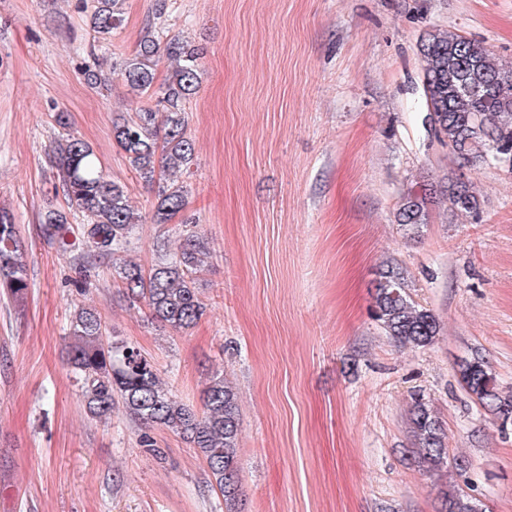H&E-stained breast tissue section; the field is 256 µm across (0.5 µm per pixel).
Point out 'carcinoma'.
<instances>
[{"instance_id":"obj_1","label":"carcinoma","mask_w":512,"mask_h":512,"mask_svg":"<svg viewBox=\"0 0 512 512\" xmlns=\"http://www.w3.org/2000/svg\"><path fill=\"white\" fill-rule=\"evenodd\" d=\"M122 2L95 0L89 23L97 42L123 25ZM154 2L153 21L145 27L135 55L122 61L118 71L130 91L156 105L114 121L112 137L140 179L158 185L156 222L166 224L188 205V191L176 173L189 169L195 159L186 103L199 87L204 48L169 35L162 24L167 0ZM420 55L427 120L434 138L465 163L484 160L492 151L512 158V67L497 62L481 42L449 30L428 34L420 44ZM162 59L168 63V74L161 81ZM53 118L61 132L50 149L52 167L68 210L45 212L42 236L63 252L79 244L82 253L110 261L131 250L140 216L131 209L125 187L103 173L93 148L67 133L68 113L56 112ZM437 197L447 199L455 213L479 215L480 198L473 182L451 175L405 195L397 223L411 236L419 233L428 204ZM73 217L80 219L75 229ZM24 253L15 225L0 214V292L13 300L24 298L29 288ZM206 255L204 242L190 234L177 252L161 258L150 270L129 260L117 268V274L130 298L144 301L155 319L176 331L186 330L206 312L197 287ZM373 307L376 320L401 347L425 348L439 335L436 315L414 300L406 273L398 265L378 272ZM69 336V364L90 416L109 419L119 399L135 420L182 437L206 463L224 496L226 512H239L238 397L224 377L214 376L208 382L197 411L163 387L154 362L137 347L105 335L96 309L75 310ZM458 374L476 404L504 424L512 421V394L500 390L483 356L462 360ZM409 415L414 453L428 468L460 473L467 469L465 459L450 457L443 424L428 400L420 395L413 398ZM442 512H480V508L470 495L447 489L442 491Z\"/></svg>"}]
</instances>
